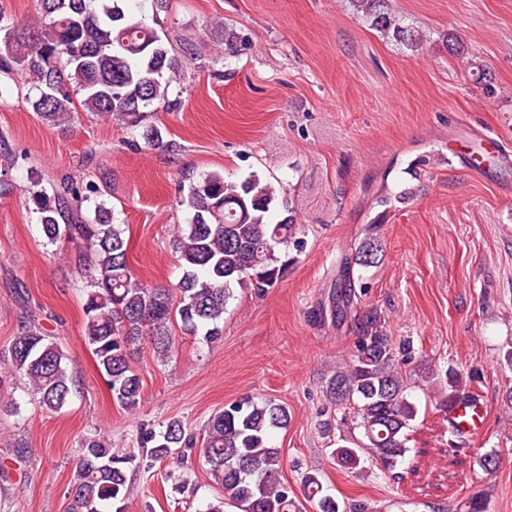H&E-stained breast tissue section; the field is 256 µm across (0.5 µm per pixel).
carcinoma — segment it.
Segmentation results:
<instances>
[{"instance_id":"cac0c4a2","label":"carcinoma","mask_w":512,"mask_h":512,"mask_svg":"<svg viewBox=\"0 0 512 512\" xmlns=\"http://www.w3.org/2000/svg\"><path fill=\"white\" fill-rule=\"evenodd\" d=\"M125 2L40 0V23L34 30L15 25L0 12V73L31 77L36 90L32 109L50 126L64 129L78 112H94L139 131L146 146L160 147L162 131L147 118L171 105L169 88L183 64L146 18L126 15ZM351 4L382 36L413 52L423 46V33L404 24L388 0ZM98 195L95 184L73 181L51 196L34 181L28 201L49 241L65 237L83 248L89 284L83 307L85 341L113 399L133 412L140 404L143 381L130 363V347L147 339L157 359L165 361L174 348L177 322L186 334L203 333L207 343L220 340L235 286L274 287L288 275V247L297 250L302 242L296 238L293 212L270 220V214L284 206L271 183L256 173L239 182L207 173L190 185L185 204L191 216L173 237L183 275L171 288H153L132 273L128 241L113 223L112 208L100 201L94 203L93 216L82 214V204ZM378 252V244L368 239L345 259L334 284L345 293L333 294L332 300L355 308L354 267L376 264ZM354 319L356 352L327 378L325 396L336 406L357 407L363 441L354 448L338 446L332 457L353 471L371 461L391 472L410 451L405 432L418 410L399 372L402 352L377 312L364 311ZM64 360L56 341L30 324L22 326L7 354L0 356V409L13 412L3 392L17 376L43 410L62 409L73 387ZM424 378L444 408L465 397L466 380L452 366L442 374L427 371ZM289 419L286 406L249 398L209 418L198 456L219 496L203 512H299L294 490L281 480V450L270 443L271 432L286 427ZM194 445L183 423L173 418L162 432L145 433L142 459L150 469L170 462L176 450ZM78 455L68 512H104L111 501L118 504L116 512H125L134 499L128 470L136 456L115 452L100 434L81 439ZM302 487L314 512H347L346 504L324 493L318 474L305 473Z\"/></svg>"}]
</instances>
